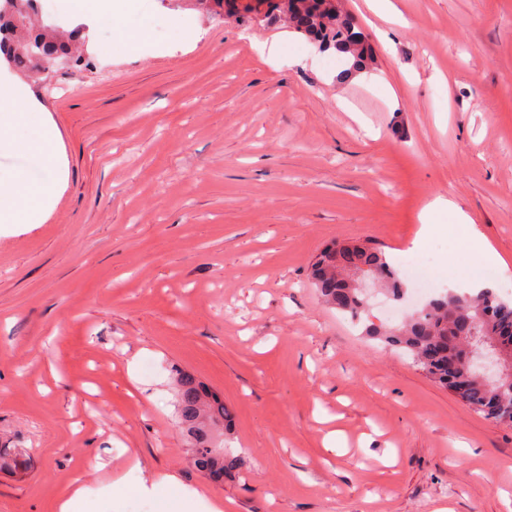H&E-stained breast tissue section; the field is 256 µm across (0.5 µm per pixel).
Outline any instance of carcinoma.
<instances>
[{"instance_id":"1","label":"carcinoma","mask_w":512,"mask_h":512,"mask_svg":"<svg viewBox=\"0 0 512 512\" xmlns=\"http://www.w3.org/2000/svg\"><path fill=\"white\" fill-rule=\"evenodd\" d=\"M213 2L227 3L246 13L262 12L268 20L282 13L279 0ZM288 19L296 32L349 55L354 67L365 68L372 62L363 31L324 0H294ZM81 35L79 28L66 34L45 24L38 16L35 0H0V51L19 70L36 76L44 64L74 55ZM357 273L376 278L394 300L404 294L385 252L366 241L334 242L325 247L311 265L310 278L329 306L361 322L368 301L354 286ZM364 330L385 346L405 351L418 369L455 393L474 412L498 421L512 417L511 390L500 389L474 370L460 372L450 364V358L464 354L477 342H499L512 336V302L499 297L494 289L483 288L475 294L450 290L406 315L397 326L383 328L371 322ZM174 384L183 432L197 429V436L188 440L195 468L209 478L234 473L241 460L224 451V429L232 422L224 399L188 370H174Z\"/></svg>"}]
</instances>
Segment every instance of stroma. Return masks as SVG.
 <instances>
[{"mask_svg": "<svg viewBox=\"0 0 512 512\" xmlns=\"http://www.w3.org/2000/svg\"><path fill=\"white\" fill-rule=\"evenodd\" d=\"M375 60L351 71L286 22L138 0L148 38L28 88L66 181L40 224H0V512H56L121 479L99 512H512V426L382 348L308 281L334 240L412 255L433 198L471 224L429 237L428 278L464 291L452 238L478 231L512 272V0H339ZM219 392L241 467L197 471L171 366ZM342 432L325 447L329 430ZM101 457L106 467L91 473ZM158 496L138 486L158 474ZM121 486L120 480L110 481L97 489H92L88 484L76 482L70 491L60 499L57 512H76V508L91 498L109 497L113 491Z\"/></svg>", "mask_w": 512, "mask_h": 512, "instance_id": "stroma-1", "label": "stroma"}]
</instances>
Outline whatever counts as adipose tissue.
Segmentation results:
<instances>
[{
  "instance_id": "ef3b65f1",
  "label": "adipose tissue",
  "mask_w": 512,
  "mask_h": 512,
  "mask_svg": "<svg viewBox=\"0 0 512 512\" xmlns=\"http://www.w3.org/2000/svg\"><path fill=\"white\" fill-rule=\"evenodd\" d=\"M68 8L88 23H109L113 36L109 53L131 56L146 41L124 22L129 0H66ZM39 104L21 81H0V147L30 154L43 162V175L31 179L17 173L0 176V224H39L59 196L64 180L61 163Z\"/></svg>"
}]
</instances>
